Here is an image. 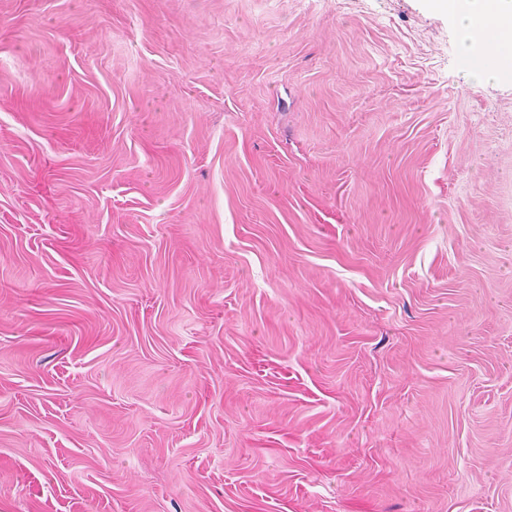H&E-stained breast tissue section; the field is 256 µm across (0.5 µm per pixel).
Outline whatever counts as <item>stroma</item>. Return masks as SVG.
<instances>
[{
	"label": "stroma",
	"instance_id": "35a3bbf8",
	"mask_svg": "<svg viewBox=\"0 0 512 512\" xmlns=\"http://www.w3.org/2000/svg\"><path fill=\"white\" fill-rule=\"evenodd\" d=\"M430 0H0V512H512V82Z\"/></svg>",
	"mask_w": 512,
	"mask_h": 512
}]
</instances>
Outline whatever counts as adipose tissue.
Returning <instances> with one entry per match:
<instances>
[{
  "label": "adipose tissue",
  "mask_w": 512,
  "mask_h": 512,
  "mask_svg": "<svg viewBox=\"0 0 512 512\" xmlns=\"http://www.w3.org/2000/svg\"><path fill=\"white\" fill-rule=\"evenodd\" d=\"M467 34V64L498 81H512V0H434Z\"/></svg>",
  "instance_id": "1"
}]
</instances>
